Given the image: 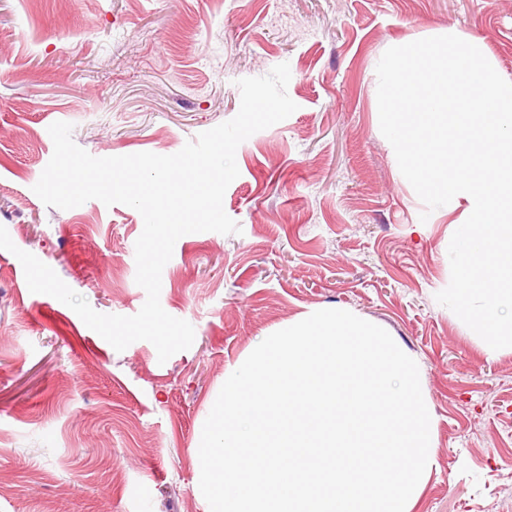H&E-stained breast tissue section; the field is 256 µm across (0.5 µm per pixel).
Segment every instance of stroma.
Returning a JSON list of instances; mask_svg holds the SVG:
<instances>
[{
  "label": "stroma",
  "instance_id": "1",
  "mask_svg": "<svg viewBox=\"0 0 512 512\" xmlns=\"http://www.w3.org/2000/svg\"><path fill=\"white\" fill-rule=\"evenodd\" d=\"M440 29L512 78V0H0V225L97 312L144 304L143 220L46 206L49 126L96 157L172 155L237 114V80L284 62L297 105L237 149L223 207L241 233L176 242L160 303L195 339L166 362L147 341L116 351L0 249V512H206L197 435L226 371L331 308L419 367L436 448L416 512H512V352L436 302L461 212H426L375 113L374 61Z\"/></svg>",
  "mask_w": 512,
  "mask_h": 512
}]
</instances>
